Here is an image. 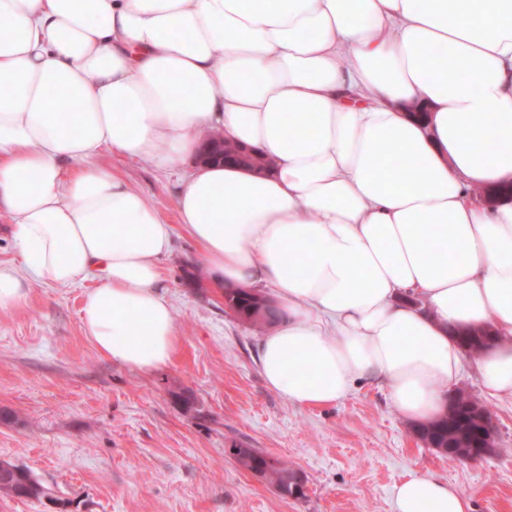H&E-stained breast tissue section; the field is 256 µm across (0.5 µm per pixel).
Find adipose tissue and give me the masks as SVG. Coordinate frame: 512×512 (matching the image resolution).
<instances>
[{"mask_svg": "<svg viewBox=\"0 0 512 512\" xmlns=\"http://www.w3.org/2000/svg\"><path fill=\"white\" fill-rule=\"evenodd\" d=\"M427 110L426 120L413 114ZM272 169L187 168L198 131ZM177 174L179 226L220 286L267 290V387L299 407L382 387L441 417L465 368L512 400V0H0V216L31 282L86 286L85 335L150 373L178 348L161 291L175 226L103 150ZM491 324L476 356L459 330ZM394 512H470L433 475Z\"/></svg>", "mask_w": 512, "mask_h": 512, "instance_id": "ef3b65f1", "label": "adipose tissue"}]
</instances>
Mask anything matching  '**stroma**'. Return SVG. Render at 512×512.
Returning <instances> with one entry per match:
<instances>
[{
  "label": "stroma",
  "instance_id": "stroma-1",
  "mask_svg": "<svg viewBox=\"0 0 512 512\" xmlns=\"http://www.w3.org/2000/svg\"><path fill=\"white\" fill-rule=\"evenodd\" d=\"M97 162L177 223L176 176L108 150ZM164 269L180 344L153 373L97 352L80 319L85 288L35 283L25 305L0 311V461L50 492L0 496V512H58L59 500L68 512H393V489L412 472L448 481L472 512H512L511 400L486 401L495 451L465 462L425 447L365 380L336 404L291 405L266 387L258 334L225 307L183 231ZM238 445L287 460L304 498L242 468Z\"/></svg>",
  "mask_w": 512,
  "mask_h": 512
}]
</instances>
